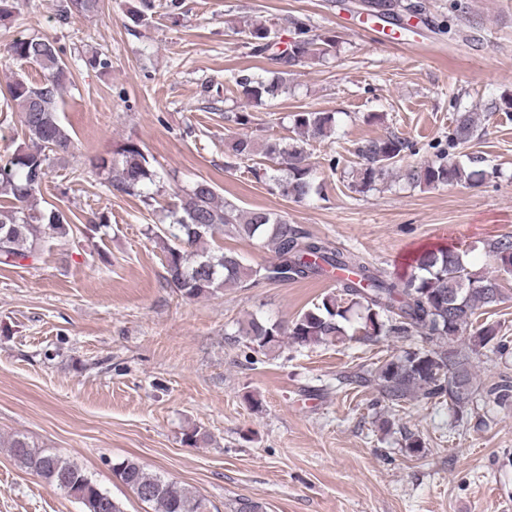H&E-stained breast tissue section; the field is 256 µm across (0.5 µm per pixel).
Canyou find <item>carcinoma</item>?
<instances>
[{
  "label": "carcinoma",
  "instance_id": "carcinoma-1",
  "mask_svg": "<svg viewBox=\"0 0 512 512\" xmlns=\"http://www.w3.org/2000/svg\"><path fill=\"white\" fill-rule=\"evenodd\" d=\"M157 6L156 0H137L127 8L126 17L135 26L146 25ZM59 12L63 20L73 15L87 18L98 14L99 0H64ZM295 26V38L282 51L264 23L246 20L239 28L252 55L269 56L279 65L270 79L247 69L231 74L227 84L246 102L260 104L277 97L286 89L290 68L309 59H323L335 47L334 40L310 34L305 23ZM8 51L14 59L43 72L38 82L16 77L4 95L6 107L19 113L28 141L7 159H0V193L12 198V205L0 208V263L13 265L35 257L36 245L43 238H65L72 231L65 211L43 207L39 199L48 177L50 154L69 152L72 138L58 113L70 75L63 48L56 40L33 33L15 37ZM291 122L297 134L291 140L242 133L225 142L224 150L242 162L260 156L276 163L270 171L253 166L251 172L272 182L281 196L303 201L318 191L308 146L336 133V116L308 110L294 113ZM478 124V113H457L450 141L455 145L470 142ZM409 149V142L395 134L361 142L357 155L362 164L353 172L350 189L364 193L390 176L415 187H435L472 181L484 174L446 153L422 166L403 167L400 162ZM96 168L108 174L106 187L111 193L141 197L145 203L152 199L148 186L160 181L149 154L134 140L118 146L111 156L99 158ZM169 214L170 223L152 234L164 254L166 284L188 299L212 296L228 286L245 288L260 280L273 283L316 279L336 271L349 273L337 280L339 293L325 295L321 304L300 314L287 329L275 322L251 319L245 337L253 349L268 351L281 346L286 338L298 346L343 342L348 337L345 324L350 322L349 313L356 309L358 332L364 340L421 336L433 343L429 348L406 349L378 364L368 376L359 377L362 384L377 385L391 407L399 408L410 400H442L461 420L490 397L501 404L512 399L511 384L483 390L473 371L472 355L477 349L506 348L495 325H479L468 343L456 345L477 311L492 309L501 299L499 276L474 270L465 254L451 249L424 250L414 257L407 279L398 281L353 252L310 236L283 215L264 209L241 212L219 197L205 179L178 195ZM224 231L263 239L275 261L253 268L234 252L205 247ZM489 248L498 271L512 275V236L492 241ZM450 377L455 379L451 390ZM8 448L23 468L42 478L52 491L79 500L84 512H123L120 503L76 462L36 447L24 436L11 438ZM112 470L153 512H207L204 499L135 460L119 461Z\"/></svg>",
  "mask_w": 512,
  "mask_h": 512
}]
</instances>
